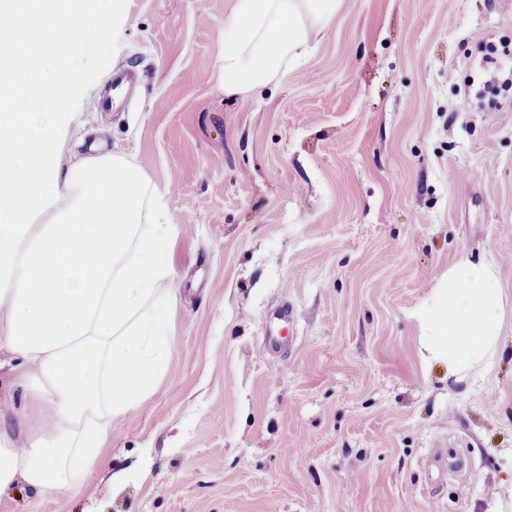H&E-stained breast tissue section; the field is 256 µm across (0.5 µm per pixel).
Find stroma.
<instances>
[{
	"label": "stroma",
	"instance_id": "35a3bbf8",
	"mask_svg": "<svg viewBox=\"0 0 512 512\" xmlns=\"http://www.w3.org/2000/svg\"><path fill=\"white\" fill-rule=\"evenodd\" d=\"M233 4L122 0L102 34L88 0L61 165L120 153L163 194L173 352L89 491L15 485L0 512H493L512 499V0H341L244 97L216 79ZM119 64L141 77L128 103ZM464 258L507 308L469 390L421 358Z\"/></svg>",
	"mask_w": 512,
	"mask_h": 512
}]
</instances>
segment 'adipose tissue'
<instances>
[{"label":"adipose tissue","mask_w":512,"mask_h":512,"mask_svg":"<svg viewBox=\"0 0 512 512\" xmlns=\"http://www.w3.org/2000/svg\"><path fill=\"white\" fill-rule=\"evenodd\" d=\"M340 0H235L220 31L230 97L279 80ZM83 0H0V353L5 386L45 403L37 433L0 413V491H81L113 421L145 401L171 358L164 304L174 227L138 165L114 153L60 169L70 49ZM494 269L461 259L422 313L423 347L469 382L501 355Z\"/></svg>","instance_id":"adipose-tissue-1"}]
</instances>
